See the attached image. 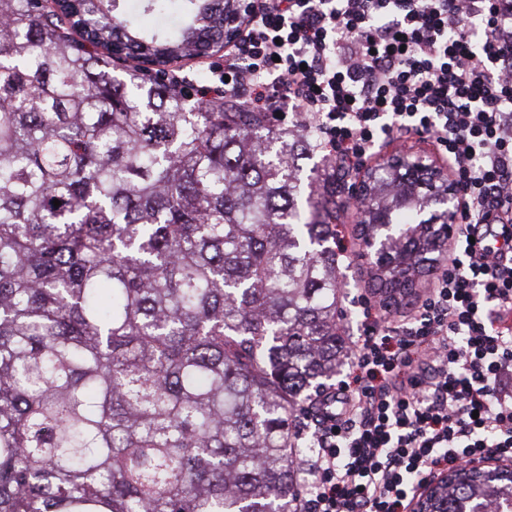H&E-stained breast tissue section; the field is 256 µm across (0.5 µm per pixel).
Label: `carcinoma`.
Masks as SVG:
<instances>
[{
	"mask_svg": "<svg viewBox=\"0 0 512 512\" xmlns=\"http://www.w3.org/2000/svg\"><path fill=\"white\" fill-rule=\"evenodd\" d=\"M0 0V512H300V439L348 359L336 163L313 137L191 93L173 55L230 0ZM386 308L445 249L431 176L360 185ZM61 205L54 206V200ZM512 512V471L456 469L426 512Z\"/></svg>",
	"mask_w": 512,
	"mask_h": 512,
	"instance_id": "obj_1",
	"label": "carcinoma"
}]
</instances>
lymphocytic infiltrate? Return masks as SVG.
<instances>
[{
	"label": "lymphocytic infiltrate",
	"mask_w": 512,
	"mask_h": 512,
	"mask_svg": "<svg viewBox=\"0 0 512 512\" xmlns=\"http://www.w3.org/2000/svg\"><path fill=\"white\" fill-rule=\"evenodd\" d=\"M225 99L357 174L417 139L457 186L448 256L396 318L353 296L352 369L320 402L303 512H412L422 483L512 462V0H242Z\"/></svg>",
	"instance_id": "f902f5d3"
}]
</instances>
